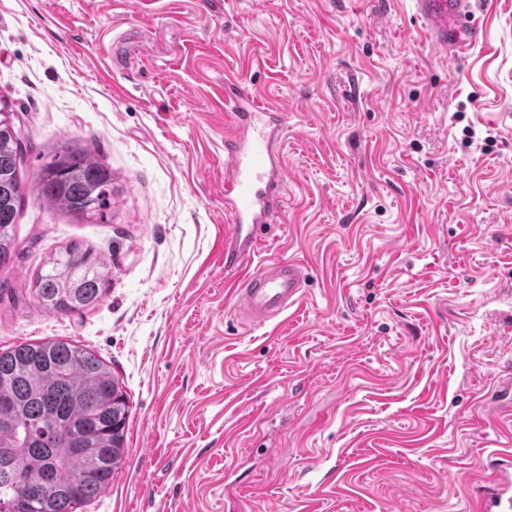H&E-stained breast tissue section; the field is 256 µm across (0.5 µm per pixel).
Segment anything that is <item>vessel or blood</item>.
I'll list each match as a JSON object with an SVG mask.
<instances>
[{"instance_id": "obj_1", "label": "vessel or blood", "mask_w": 512, "mask_h": 512, "mask_svg": "<svg viewBox=\"0 0 512 512\" xmlns=\"http://www.w3.org/2000/svg\"><path fill=\"white\" fill-rule=\"evenodd\" d=\"M416 17L433 47L456 57L484 40L475 0H414ZM224 110L236 128L224 141V186L233 231L224 241V264L241 266L258 247L259 230L284 206L286 171L278 146L277 107L264 102L241 78L224 81ZM303 281L298 263L281 262L247 275L237 289L239 315L261 327L293 306ZM479 493L481 512H512V457L496 459Z\"/></svg>"}]
</instances>
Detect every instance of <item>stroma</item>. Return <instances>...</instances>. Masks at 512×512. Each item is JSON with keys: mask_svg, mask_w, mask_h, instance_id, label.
I'll list each match as a JSON object with an SVG mask.
<instances>
[{"mask_svg": "<svg viewBox=\"0 0 512 512\" xmlns=\"http://www.w3.org/2000/svg\"><path fill=\"white\" fill-rule=\"evenodd\" d=\"M0 0V100L32 144L112 171V219L27 198L0 351L70 340L124 384L125 448L77 512H477L512 455V0L435 50L413 0ZM281 115L285 212L251 269L305 267L245 327L224 268L225 76ZM112 261L102 301L36 307L45 259Z\"/></svg>", "mask_w": 512, "mask_h": 512, "instance_id": "35a3bbf8", "label": "stroma"}]
</instances>
